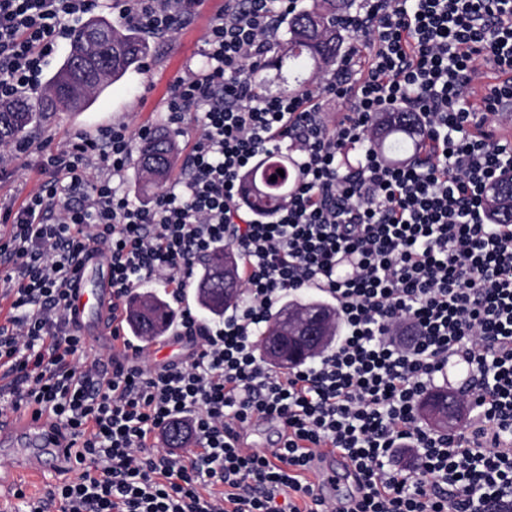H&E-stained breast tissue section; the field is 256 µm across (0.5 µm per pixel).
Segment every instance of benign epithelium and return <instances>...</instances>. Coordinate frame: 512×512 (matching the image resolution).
Listing matches in <instances>:
<instances>
[{
  "mask_svg": "<svg viewBox=\"0 0 512 512\" xmlns=\"http://www.w3.org/2000/svg\"><path fill=\"white\" fill-rule=\"evenodd\" d=\"M215 279L224 280V296L233 295L238 289L235 267L224 263V268L215 272ZM282 324L287 333L277 331L266 337L260 347V355L276 366H292L311 353L320 352L330 346L333 333V315L316 308L306 310L289 309L282 315ZM467 405L455 391L448 390L426 398L422 403V415L427 422L440 431L459 429L466 421Z\"/></svg>",
  "mask_w": 512,
  "mask_h": 512,
  "instance_id": "1",
  "label": "benign epithelium"
}]
</instances>
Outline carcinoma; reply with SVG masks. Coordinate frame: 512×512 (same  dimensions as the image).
Wrapping results in <instances>:
<instances>
[{"instance_id":"1","label":"carcinoma","mask_w":512,"mask_h":512,"mask_svg":"<svg viewBox=\"0 0 512 512\" xmlns=\"http://www.w3.org/2000/svg\"><path fill=\"white\" fill-rule=\"evenodd\" d=\"M354 2L312 0L308 8L288 23L289 37L273 48V55L278 67L286 65L288 71L295 74L298 88L306 83L301 78L303 73H308V78L312 79L324 66L336 61L340 44L336 13L348 11ZM148 51V43L135 27L113 24L100 17L87 20L72 32L66 59L44 87L13 103H0V145L19 138L47 112L86 110L112 84L139 68ZM409 142L417 145L411 114L397 112L390 122L384 114H379L375 121V143L379 148L398 151ZM176 155L175 139L165 131L157 132L138 148L136 181L144 187H161L174 166ZM278 168L289 171L288 157L274 154L243 175L245 187L261 181L269 189L267 196L248 192L253 207L259 212L276 210L273 197L284 200L288 195V178L276 183L270 180V174ZM492 206L498 217L512 220V178L497 183ZM226 256L234 257V250L229 246L219 247L208 256L202 265L198 288L222 287L213 281V271L224 265ZM128 307V326L136 336H162L174 319L169 302L151 292L131 294Z\"/></svg>"}]
</instances>
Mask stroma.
Here are the masks:
<instances>
[{"label": "stroma", "instance_id": "1", "mask_svg": "<svg viewBox=\"0 0 512 512\" xmlns=\"http://www.w3.org/2000/svg\"><path fill=\"white\" fill-rule=\"evenodd\" d=\"M223 6L224 0H205L191 23L168 36L150 37L151 53L142 68L112 84L90 109L53 112L29 126L25 136L32 147L12 163L10 179L0 182V199L11 198L20 203L36 193L44 181L37 165L41 147L52 151L64 148L74 133L93 134L100 127L117 122L125 123L133 134L144 126L166 129L167 95L186 67L205 64L203 34Z\"/></svg>", "mask_w": 512, "mask_h": 512}]
</instances>
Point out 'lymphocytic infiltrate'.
I'll use <instances>...</instances> for the list:
<instances>
[{
    "mask_svg": "<svg viewBox=\"0 0 512 512\" xmlns=\"http://www.w3.org/2000/svg\"><path fill=\"white\" fill-rule=\"evenodd\" d=\"M202 0H122V18L174 30ZM94 0H0V102L39 87L60 37ZM296 0H224L204 39L206 65L187 69L167 101L169 124L199 132L183 174L152 205L112 184L132 156L126 124L76 133L40 167L48 178L20 206L0 204V401L47 413L69 440L73 477L47 498L16 490L18 512H512V224L490 189L512 173V0H360L345 19L364 36L336 71L298 95L274 96L247 68L271 52ZM499 75L480 103L464 87L484 64ZM338 100V121L325 116ZM414 113L412 161L391 165L372 119ZM290 141L287 203L243 209L241 177ZM361 147L356 164L343 159ZM228 245L243 300L209 322L183 310L192 347L155 363L132 347L104 371L71 328L68 285L93 252L110 254L112 304L161 278L181 296L198 260ZM306 289L334 301L335 348L282 372L256 358L273 304ZM469 434H437L416 407L449 365ZM184 421L195 449L161 447ZM277 429L273 458L237 437ZM351 463L358 493L332 499L308 479L323 451ZM410 453L398 466L396 453Z\"/></svg>",
    "mask_w": 512,
    "mask_h": 512,
    "instance_id": "f902f5d3",
    "label": "lymphocytic infiltrate"
}]
</instances>
